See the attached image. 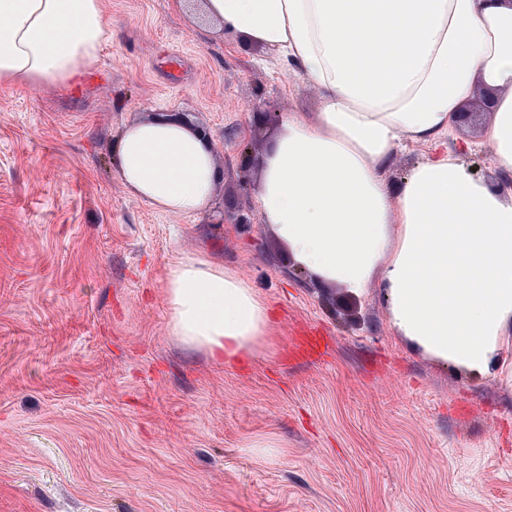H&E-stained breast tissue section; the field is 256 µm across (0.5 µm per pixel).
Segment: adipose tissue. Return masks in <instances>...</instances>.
Wrapping results in <instances>:
<instances>
[{"instance_id":"adipose-tissue-1","label":"adipose tissue","mask_w":512,"mask_h":512,"mask_svg":"<svg viewBox=\"0 0 512 512\" xmlns=\"http://www.w3.org/2000/svg\"><path fill=\"white\" fill-rule=\"evenodd\" d=\"M225 29L292 57L321 104L293 113L262 161L263 221L319 280L379 282L399 336L473 373L512 337V0H200ZM108 34L101 0H0V83L70 89ZM496 91L481 143L495 176L443 149L475 85ZM438 146L391 185L403 140ZM128 195L196 216L213 199L210 146L180 119L126 125ZM169 332L219 364L272 335L266 302L204 256L169 265Z\"/></svg>"}]
</instances>
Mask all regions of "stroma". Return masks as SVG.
<instances>
[{
	"label": "stroma",
	"instance_id": "1",
	"mask_svg": "<svg viewBox=\"0 0 512 512\" xmlns=\"http://www.w3.org/2000/svg\"><path fill=\"white\" fill-rule=\"evenodd\" d=\"M101 2L78 89L0 84V512H512V341L480 375L442 364L378 285L318 281L263 222L262 160L319 91L173 0ZM160 115L209 133V213L127 195L115 138ZM477 138L445 146L492 177ZM186 255L267 302L249 362L170 336Z\"/></svg>",
	"mask_w": 512,
	"mask_h": 512
}]
</instances>
